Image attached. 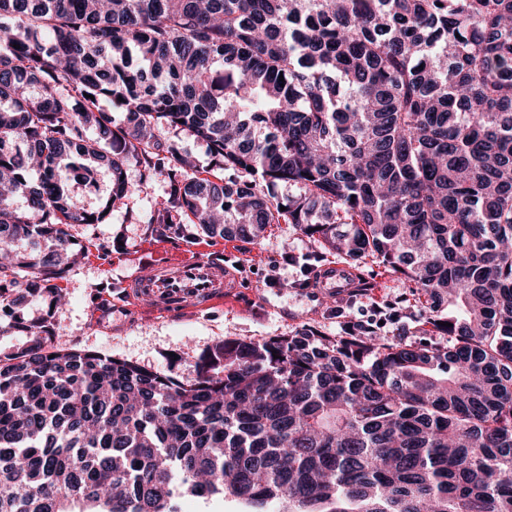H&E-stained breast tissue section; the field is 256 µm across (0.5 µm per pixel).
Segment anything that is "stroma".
<instances>
[{"mask_svg":"<svg viewBox=\"0 0 512 512\" xmlns=\"http://www.w3.org/2000/svg\"><path fill=\"white\" fill-rule=\"evenodd\" d=\"M127 179L130 193L124 206L113 210L104 223L71 227L83 256L56 283L63 305L51 313L42 298L31 297L22 307L27 317L50 314L54 332L47 342L49 350L89 351L188 382L196 376L199 356L224 341L288 336L307 327L333 336L344 326L365 323L392 337L423 323L430 314L412 283L370 257L357 264L371 283L368 290L339 300L297 287L303 267L317 272L340 257L292 224L271 225L256 242L201 232L181 238L156 235L147 220L165 200L166 183L142 181L135 166L129 167ZM181 244L229 251L251 288L206 310L187 306L176 313L158 312L146 301L113 310L124 277L175 257ZM274 266L282 281L278 287L268 282Z\"/></svg>","mask_w":512,"mask_h":512,"instance_id":"1","label":"stroma"}]
</instances>
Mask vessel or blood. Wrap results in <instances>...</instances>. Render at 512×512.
Segmentation results:
<instances>
[{
	"label": "vessel or blood",
	"mask_w": 512,
	"mask_h": 512,
	"mask_svg": "<svg viewBox=\"0 0 512 512\" xmlns=\"http://www.w3.org/2000/svg\"><path fill=\"white\" fill-rule=\"evenodd\" d=\"M350 277L349 267L336 263L322 270L317 286L341 298L350 287ZM244 285L241 275L224 262L218 251L182 256L155 266L150 275L133 274L122 282L130 299L150 300L155 309L164 312L186 305L210 308L224 294L237 292Z\"/></svg>",
	"instance_id": "1"
}]
</instances>
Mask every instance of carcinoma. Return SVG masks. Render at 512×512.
I'll list each match as a JSON object with an SVG mask.
<instances>
[{
    "instance_id": "1",
    "label": "carcinoma",
    "mask_w": 512,
    "mask_h": 512,
    "mask_svg": "<svg viewBox=\"0 0 512 512\" xmlns=\"http://www.w3.org/2000/svg\"><path fill=\"white\" fill-rule=\"evenodd\" d=\"M0 46V311L58 306L68 227L123 205L132 164L169 186L160 235L294 224L448 305L409 340L226 342L190 384L12 314L0 512H512V0H0ZM179 136L183 140H185V145L190 151L192 159L195 161V174H197L200 177H211V179H213L212 175L223 177L222 172L212 168L211 156L208 152L205 143L194 142L193 139H187L182 134H179ZM181 512H248L250 507L244 502L227 498L214 499L205 502L192 497H184L179 500Z\"/></svg>"
}]
</instances>
